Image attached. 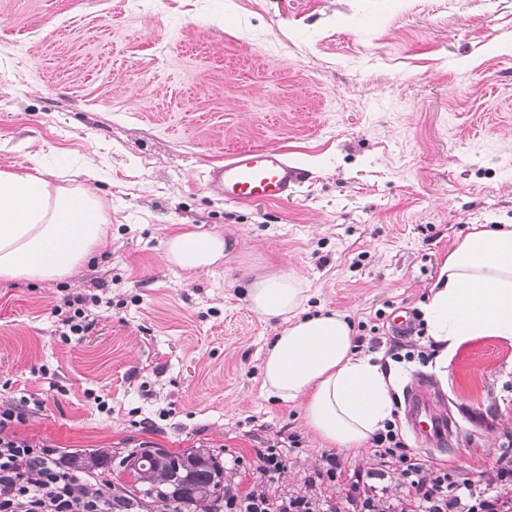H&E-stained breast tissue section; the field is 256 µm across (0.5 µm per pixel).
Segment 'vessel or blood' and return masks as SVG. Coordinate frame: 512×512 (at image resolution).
Returning a JSON list of instances; mask_svg holds the SVG:
<instances>
[{
	"label": "vessel or blood",
	"instance_id": "vessel-or-blood-1",
	"mask_svg": "<svg viewBox=\"0 0 512 512\" xmlns=\"http://www.w3.org/2000/svg\"><path fill=\"white\" fill-rule=\"evenodd\" d=\"M306 176V170L279 149L242 148L206 171L203 188L237 206L256 201L281 202L293 195ZM405 414L419 444L436 449L447 446L448 422L438 411L436 400L427 387L419 384L409 387Z\"/></svg>",
	"mask_w": 512,
	"mask_h": 512
}]
</instances>
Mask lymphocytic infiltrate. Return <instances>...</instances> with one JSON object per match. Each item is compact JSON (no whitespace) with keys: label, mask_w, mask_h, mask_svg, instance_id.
<instances>
[{"label":"lymphocytic infiltrate","mask_w":512,"mask_h":512,"mask_svg":"<svg viewBox=\"0 0 512 512\" xmlns=\"http://www.w3.org/2000/svg\"><path fill=\"white\" fill-rule=\"evenodd\" d=\"M23 404L0 406V512H113L111 497L81 472L57 462L53 449L32 445L16 433ZM257 450L248 491L224 486L225 512H512V448L497 457L494 474L474 481L447 464L414 453L399 420L387 421L370 440L368 469L348 468L333 452L322 453L303 490L271 493L288 462V448ZM347 478L343 499L334 488Z\"/></svg>","instance_id":"lymphocytic-infiltrate-1"}]
</instances>
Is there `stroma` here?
Segmentation results:
<instances>
[{
  "mask_svg": "<svg viewBox=\"0 0 512 512\" xmlns=\"http://www.w3.org/2000/svg\"><path fill=\"white\" fill-rule=\"evenodd\" d=\"M255 146L307 170L288 202L201 189ZM89 161L110 221L91 261L0 280V402L42 403L18 435L61 453L214 448L244 491L256 449L295 435L271 489H298L329 446L301 403L263 392L280 325L243 295L283 269L309 314L369 326L419 309L473 226L512 224V0H0V170L75 188ZM185 229L222 234L223 261L170 263ZM77 294L103 302L69 341L50 311ZM401 369L453 422L435 459L491 472L512 440V347L465 343L444 385Z\"/></svg>",
  "mask_w": 512,
  "mask_h": 512,
  "instance_id": "35a3bbf8",
  "label": "stroma"
}]
</instances>
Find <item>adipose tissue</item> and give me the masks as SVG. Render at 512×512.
Masks as SVG:
<instances>
[{
  "label": "adipose tissue",
  "instance_id": "ef3b65f1",
  "mask_svg": "<svg viewBox=\"0 0 512 512\" xmlns=\"http://www.w3.org/2000/svg\"><path fill=\"white\" fill-rule=\"evenodd\" d=\"M85 185H52L42 174L0 171V279L68 276L88 260L107 232V213L87 165ZM224 237L195 230L169 239L167 259L181 269H212ZM251 309L283 328L267 348L262 388L302 401L308 428L341 450L360 451L394 410L398 377L381 356L355 346V330L337 312L306 314V290L293 274L259 276L245 292ZM435 354L428 369L448 378V360L483 336L512 346V228L473 229L445 258L420 309Z\"/></svg>",
  "mask_w": 512,
  "mask_h": 512
}]
</instances>
